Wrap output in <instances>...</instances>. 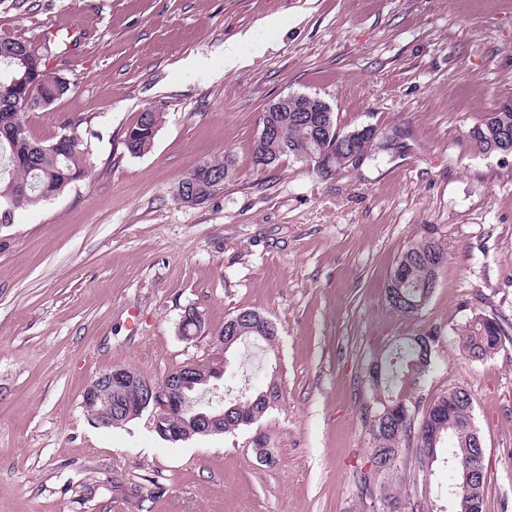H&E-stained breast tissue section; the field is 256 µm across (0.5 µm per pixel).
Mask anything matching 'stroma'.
Returning <instances> with one entry per match:
<instances>
[{"label": "stroma", "mask_w": 512, "mask_h": 512, "mask_svg": "<svg viewBox=\"0 0 512 512\" xmlns=\"http://www.w3.org/2000/svg\"><path fill=\"white\" fill-rule=\"evenodd\" d=\"M72 19L79 37L49 62L70 90L23 119L40 141L80 121L88 174L0 224V512H138L125 494L150 481L149 512H379L352 480L372 446L367 371L397 338L430 332L420 405L468 389L484 512H512V153L468 137L512 98V0H0V37L36 44ZM229 41L246 58L231 71ZM297 93L341 129L409 137L329 177L288 156L255 166L263 113ZM147 109L159 130L130 154L124 134ZM223 156V188L181 204L179 181ZM425 234L448 260L404 315L390 275ZM189 308L206 328L191 340ZM244 309L278 330L283 398L261 420L171 444L147 411L119 428L89 418L91 380L122 365L159 382L206 361ZM476 313L507 332L481 361L455 337ZM227 361L226 387L265 384L257 348ZM399 475L409 512L446 496L441 462L422 469L410 452Z\"/></svg>", "instance_id": "obj_1"}]
</instances>
